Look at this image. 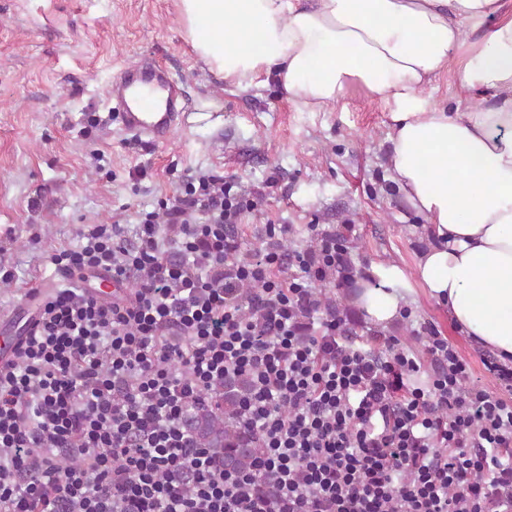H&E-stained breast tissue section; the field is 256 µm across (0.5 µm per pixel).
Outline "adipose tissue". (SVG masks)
<instances>
[{"label": "adipose tissue", "instance_id": "adipose-tissue-1", "mask_svg": "<svg viewBox=\"0 0 512 512\" xmlns=\"http://www.w3.org/2000/svg\"><path fill=\"white\" fill-rule=\"evenodd\" d=\"M186 40L225 85L277 80L296 108L330 110L360 86L390 106L393 181L433 242L413 272L375 265L356 304L379 324L421 286L454 326L512 366V15L501 0H177ZM454 73L492 105L431 98Z\"/></svg>", "mask_w": 512, "mask_h": 512}]
</instances>
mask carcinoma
<instances>
[{
    "mask_svg": "<svg viewBox=\"0 0 512 512\" xmlns=\"http://www.w3.org/2000/svg\"><path fill=\"white\" fill-rule=\"evenodd\" d=\"M340 296L320 293L326 310L334 317L342 335L356 336L364 328L358 319L355 301L360 294L358 274L350 260L339 271ZM244 375H233L216 384L207 400L189 405L183 416L186 431L194 442L210 450L216 460L230 471L250 470L263 449L241 422L239 410L249 391Z\"/></svg>",
    "mask_w": 512,
    "mask_h": 512,
    "instance_id": "cac0c4a2",
    "label": "carcinoma"
}]
</instances>
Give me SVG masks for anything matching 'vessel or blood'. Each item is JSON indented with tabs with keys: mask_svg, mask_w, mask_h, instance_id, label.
Listing matches in <instances>:
<instances>
[{
	"mask_svg": "<svg viewBox=\"0 0 512 512\" xmlns=\"http://www.w3.org/2000/svg\"><path fill=\"white\" fill-rule=\"evenodd\" d=\"M109 101L121 131L151 143L168 141L190 109L189 100L181 96L177 84L144 59L120 71L109 89ZM77 280L90 296L105 302L126 292L123 283L104 271L84 272ZM56 289L51 281L28 288L11 309L0 312V323L6 325L16 318L23 321L26 331H33Z\"/></svg>",
	"mask_w": 512,
	"mask_h": 512,
	"instance_id": "vessel-or-blood-1",
	"label": "vessel or blood"
}]
</instances>
